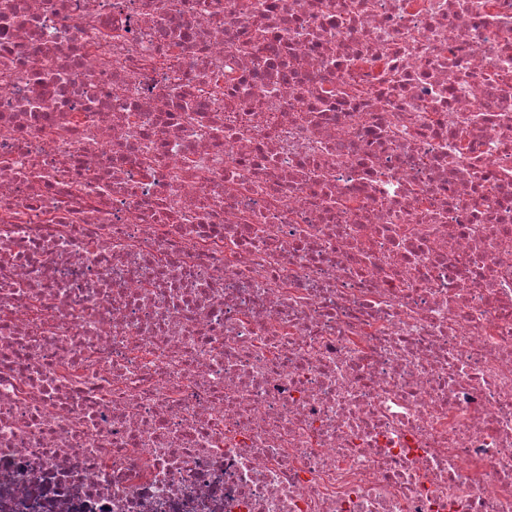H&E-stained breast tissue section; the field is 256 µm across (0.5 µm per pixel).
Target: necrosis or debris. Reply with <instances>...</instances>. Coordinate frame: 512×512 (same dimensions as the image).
<instances>
[{
  "instance_id": "4bbe7bcc",
  "label": "necrosis or debris",
  "mask_w": 512,
  "mask_h": 512,
  "mask_svg": "<svg viewBox=\"0 0 512 512\" xmlns=\"http://www.w3.org/2000/svg\"><path fill=\"white\" fill-rule=\"evenodd\" d=\"M0 512H512V0H0Z\"/></svg>"
}]
</instances>
